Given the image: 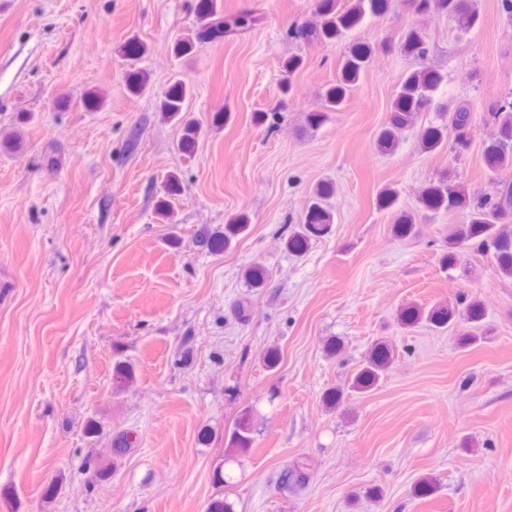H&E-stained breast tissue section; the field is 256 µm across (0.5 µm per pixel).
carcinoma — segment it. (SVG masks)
Here are the masks:
<instances>
[{"label":"carcinoma","instance_id":"cac0c4a2","mask_svg":"<svg viewBox=\"0 0 512 512\" xmlns=\"http://www.w3.org/2000/svg\"><path fill=\"white\" fill-rule=\"evenodd\" d=\"M413 7L421 15L433 10L447 14L460 34L470 32L477 22V14L470 0H413ZM388 8L389 0H317L316 21L291 28L289 35L306 41L336 42L361 25L366 16L383 14ZM222 13V0H198L199 27L194 35H188L177 42L176 51L187 53L192 50L195 41L216 38L224 31L231 32L233 27L247 21L245 17L225 21L221 18ZM399 50L406 57L424 60L428 53L425 30L420 27L407 29L401 37ZM373 53L374 48L368 42H354L346 46L337 83L325 91L320 106L307 113L311 127H320L330 118V113L342 109L348 94L369 67ZM302 64V57L297 55L283 62L281 85L284 92L292 91V77ZM444 81L445 74L427 66L403 75L388 121L376 137L375 145L379 152L390 154L395 150L401 134L415 125L420 113L429 109L434 101L433 94ZM191 96L192 87L177 78L165 92L160 111L169 120H179ZM440 117V123L421 130V151L434 154L446 152L454 146L466 147L472 123L469 108L459 103L451 109H444ZM486 124L492 128V133L482 143V160L490 172L491 191L472 197L461 183L445 174L421 191L418 203L426 211L461 216L448 229V237L440 256L444 269H450L463 251L472 248L490 256L498 274L512 278V179L503 177L504 171L512 169V92L497 100L486 117ZM450 132L455 133L452 145L448 139ZM332 193L333 187L328 183L317 187L305 221L288 236V252L301 254L308 249L312 239L329 233L333 214L324 205V201ZM249 224V217L245 214L230 218L224 225V236L206 241V247L212 252L228 247L233 238L246 232ZM393 232L400 238L415 235L414 216L408 212H398ZM484 318L485 309L478 300L469 302L462 310L448 303L429 309L410 305L400 313L401 323L408 327L426 323L437 329H446L459 321L467 323V329L458 338L462 348L473 346L483 338ZM394 357L393 348L386 343L372 347L348 388L355 392L374 388L387 374ZM254 432L253 415L249 411L241 415L229 429L225 458L215 466L212 474L213 482L218 487L229 485L224 465L252 447ZM129 435L130 432L125 431L113 438V457H122L130 450L134 441L129 439ZM307 477L306 466L303 464L287 467L281 473V481L287 486H301L306 483Z\"/></svg>","mask_w":512,"mask_h":512}]
</instances>
